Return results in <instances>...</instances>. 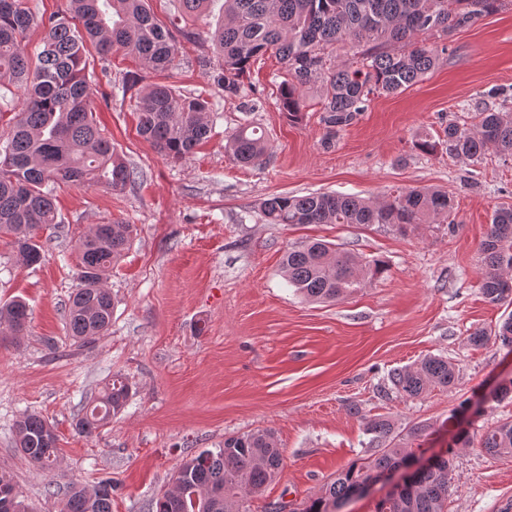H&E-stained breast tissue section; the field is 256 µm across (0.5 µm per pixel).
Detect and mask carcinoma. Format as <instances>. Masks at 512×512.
<instances>
[{
  "label": "carcinoma",
  "instance_id": "obj_1",
  "mask_svg": "<svg viewBox=\"0 0 512 512\" xmlns=\"http://www.w3.org/2000/svg\"><path fill=\"white\" fill-rule=\"evenodd\" d=\"M184 36L201 16L207 0H179ZM512 0H224V18L205 31V39L222 58L211 72L213 84L226 97H241L252 65L272 53L284 65L279 84L288 121L303 119V91H321L325 144L351 125L375 95H395L416 84L440 63L449 37L478 18L495 13ZM43 30L36 61L30 62L28 37ZM122 50L146 69L170 68L179 51L168 26L156 22L148 0H69L68 13L46 18L32 12L26 0H0L1 91L26 92L25 107L10 114L8 131L0 136V236L11 238L28 266L42 260L38 231L56 226L54 185L59 182L99 183L121 190L140 173L114 150L93 118L88 48ZM361 50L364 68L332 63L336 46ZM138 133L171 159L182 160L209 138V102L202 95L185 96L172 86L155 84L137 103ZM473 130L454 123L444 139L421 138L416 146L427 153L438 146L448 155L477 162L489 150L512 158V112L484 109ZM233 159L257 166L267 156L264 137L255 127L240 126L227 138ZM260 212L269 224H389L403 232L410 224L457 227L454 199L446 191L400 188L381 202L351 195L312 193L275 195L264 199ZM133 240L130 224H98L76 242L80 287L70 295L67 326L73 340L91 343L112 325L115 303L104 286V275ZM483 255L481 294L492 304H512V205L493 211ZM282 270L288 284L304 298L330 302L361 287L367 275L385 271L382 261L359 264L347 251L316 240L286 251ZM31 310L22 300L0 308V326L11 335L26 331ZM391 389L419 397L430 387L450 389L456 369L448 359L428 356L414 368L388 374ZM132 396L129 381L112 377L91 411L78 418L77 430L93 435L120 414ZM366 432L378 452L340 470L319 494L303 502L302 512H339L373 474L411 463L414 449L401 445L390 423L371 420ZM18 453L30 464L53 470L58 459L54 428L36 412H25L15 423ZM478 441L491 457L512 456V420L483 432ZM284 458L274 434L256 430L224 438L216 450L205 449L177 468L180 484L155 502L153 512H249L248 500L275 481ZM454 456L448 452L416 469L398 491L376 505L375 512H447L453 488ZM26 507L13 476L0 469V512ZM59 512H112V481L88 488L71 481Z\"/></svg>",
  "mask_w": 512,
  "mask_h": 512
}]
</instances>
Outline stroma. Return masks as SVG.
Returning a JSON list of instances; mask_svg holds the SVG:
<instances>
[{
	"instance_id": "35a3bbf8",
	"label": "stroma",
	"mask_w": 512,
	"mask_h": 512,
	"mask_svg": "<svg viewBox=\"0 0 512 512\" xmlns=\"http://www.w3.org/2000/svg\"><path fill=\"white\" fill-rule=\"evenodd\" d=\"M203 43L184 42L173 68L151 72L123 52L89 53L94 117L112 146L141 176L114 191L100 184L56 188L61 223L40 264L22 263L0 237V305L16 297L32 310L24 335L0 345V468L10 470L35 512H58L67 482L111 480L112 512H152L182 460L257 429L275 434L280 477L250 512L274 502L296 505L337 471L371 455L364 424L389 421L404 434L428 424V453L454 450L448 512H501L512 500V456L492 458L454 446L457 424L482 433L512 420V401L470 409L478 396L512 378V352L469 336L494 329L512 307L480 292L479 246L492 211L512 205V158L482 163L425 153L416 136L438 141L448 123L471 129L482 107L512 97V8L479 18L448 39V52L422 81L367 109L324 147L316 89L304 94V118L292 124L280 105L283 69L265 55L246 82L245 99L225 97L199 64ZM205 93L212 135L173 161L137 133L135 104L147 85ZM259 127L267 162L238 166L225 137ZM398 187L448 191L459 224L264 223L272 195L336 192L380 199ZM121 221L137 234L104 283L115 300L109 333L89 346L72 340L65 305L79 286L76 241L98 224ZM324 239L358 261L382 260L385 273L334 302L309 301L289 286L285 250ZM53 338L56 351L45 346ZM445 356L453 388L409 398L391 390V369ZM120 373L134 384L123 414L93 437L75 423ZM358 406L351 414L350 406ZM41 414L59 436L54 472L14 449L23 411Z\"/></svg>"
}]
</instances>
